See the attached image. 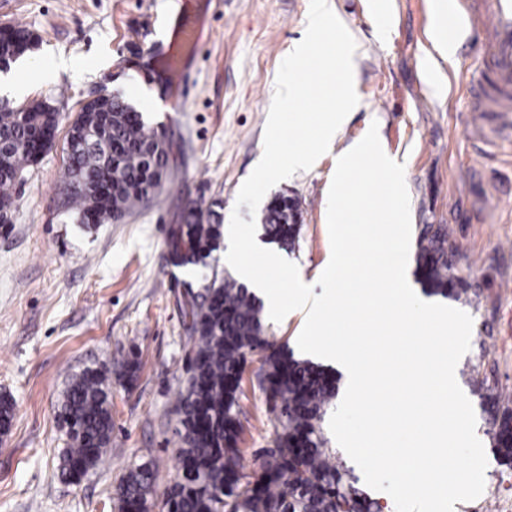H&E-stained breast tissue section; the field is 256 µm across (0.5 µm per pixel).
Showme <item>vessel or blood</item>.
I'll return each instance as SVG.
<instances>
[{"instance_id": "obj_1", "label": "vessel or blood", "mask_w": 512, "mask_h": 512, "mask_svg": "<svg viewBox=\"0 0 512 512\" xmlns=\"http://www.w3.org/2000/svg\"><path fill=\"white\" fill-rule=\"evenodd\" d=\"M195 0H182L183 21L172 33L167 58L180 66L203 38L202 24L193 12ZM469 15L484 33L482 61L475 85L479 101L474 109L506 115L512 112V0H466Z\"/></svg>"}]
</instances>
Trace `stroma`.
<instances>
[{"label":"stroma","mask_w":512,"mask_h":512,"mask_svg":"<svg viewBox=\"0 0 512 512\" xmlns=\"http://www.w3.org/2000/svg\"><path fill=\"white\" fill-rule=\"evenodd\" d=\"M332 0L354 37L357 93L363 106L316 165L273 186L259 204L284 195L297 203L301 231L286 258L315 294L331 254L329 181L336 155L370 125L405 167L411 233L441 224L458 248L454 273L477 297L456 306L473 319L469 351L456 366L460 387L485 443V488L454 512L512 502V466L490 443L491 417L475 380L487 377L512 395V122L471 110L466 91L481 48L446 58L436 50V0ZM203 42L189 61L178 98L156 65L168 48L177 0H0V25L21 24L36 47L22 68H53L50 82L30 80L12 106L43 101L60 114L53 147L14 190L12 221L0 226V396L14 402L0 435V512H119L114 489L127 468L152 463L158 490L177 477L174 405L187 376L192 343L181 306L224 269L221 252L207 266L169 260L172 225L190 204L213 207L229 224L242 183L263 155V139L282 60L306 31L309 0H201ZM445 93L432 94L433 82ZM122 94L147 126L172 144L170 169L153 204L109 224H82L58 211L71 121L99 90ZM134 383L118 373L128 358ZM107 367L112 442L80 483L58 477L70 441L57 407L70 378ZM249 362L239 393L244 471L260 463L275 436L273 416Z\"/></svg>","instance_id":"35a3bbf8"}]
</instances>
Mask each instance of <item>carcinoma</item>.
Segmentation results:
<instances>
[{
  "label": "carcinoma",
  "instance_id": "1",
  "mask_svg": "<svg viewBox=\"0 0 512 512\" xmlns=\"http://www.w3.org/2000/svg\"><path fill=\"white\" fill-rule=\"evenodd\" d=\"M32 34L10 24L0 37V66L34 46ZM59 113L44 102L27 111L0 104V151L24 139L30 149L12 152L0 168V205L13 204L14 173L36 163L35 148L56 135ZM170 144L146 133L141 113L107 92L81 107L67 136L66 166L59 200L84 224L121 217L154 199L169 169ZM288 198L267 209L265 236L292 250L300 225L290 222ZM221 225L204 223V209L190 208L172 228L170 253L176 266L197 265L220 248ZM446 227L424 225L417 251L423 290L455 300L470 298V285L453 272ZM194 341L189 379L179 392L176 412L178 479L164 491L168 512H379L359 493L351 474L335 461L324 430L337 394L334 374L295 356L288 344L269 340L261 302L229 274L213 275L207 288L186 303ZM261 356L257 384L279 410L281 431L266 449L251 479L243 481L239 447L242 408L239 388L248 355ZM493 419L496 456L512 465V399L487 380L476 381ZM57 418L72 441L60 465L61 477L78 483L101 461L112 437L111 387L99 368L74 375L63 393ZM156 475L149 463L131 466L115 489L120 512H150Z\"/></svg>",
  "mask_w": 512,
  "mask_h": 512
}]
</instances>
